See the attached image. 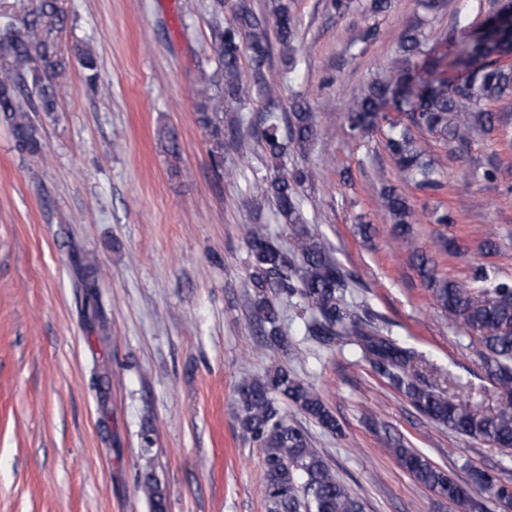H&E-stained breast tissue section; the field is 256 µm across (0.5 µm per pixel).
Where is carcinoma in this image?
Segmentation results:
<instances>
[{
	"label": "carcinoma",
	"mask_w": 512,
	"mask_h": 512,
	"mask_svg": "<svg viewBox=\"0 0 512 512\" xmlns=\"http://www.w3.org/2000/svg\"><path fill=\"white\" fill-rule=\"evenodd\" d=\"M60 0H36L25 22V31L0 40V114L9 124L19 151L37 154L42 148L38 126L30 113L51 115L56 111V86L67 61L57 51V32L64 23ZM508 7L490 18L483 32L462 43L456 65L462 75L453 81L433 78L421 81L409 70L388 71L374 80L366 93L347 104L346 121L352 135L386 129L385 146L393 164L427 190L437 191L442 181L423 160L424 149L412 134L417 129L435 140L466 147L475 133H497L512 137L509 122L496 105L512 96V65L503 59L512 55V26ZM299 19L287 7L280 8L268 23L246 6L240 7L224 26H216L213 50L221 79L217 91L204 90L200 105L201 124L212 129L211 154L224 156L222 131L216 126L224 111V98L243 104L251 90L242 81L240 60L249 55L262 66L279 45L288 50L297 35ZM424 37L415 27L406 29L399 45L408 57L423 53ZM88 79H96V58L88 49H76ZM287 75L260 78L258 92L267 99L277 96ZM401 113L394 119L387 107ZM315 136L314 112L307 101L296 97L288 112L269 111L261 131L263 148L277 175L262 187L278 212L295 227L297 253L289 255L261 225L248 229V279L254 288L253 315L271 340L281 342L284 333L275 298L285 294L301 298L309 313L307 335L326 346L352 345L365 360L384 371L389 384L405 393L429 420L468 437L484 439L512 449V410L483 412L464 405L425 381L418 372L416 351L383 334L379 315L363 305L344 302L351 278L331 256L322 231L303 215L297 188L305 180L302 170L286 169L288 144L304 148ZM382 206L395 224V240L409 233L413 213L404 196L386 187ZM426 287L436 305L448 318L475 335L485 348V371L494 387L512 398V285L487 283L482 267L466 281L450 279L438 270V261L415 254ZM286 400L313 418L324 429L340 432V425L318 392L294 372L277 367L263 378L245 377L237 387V423L241 436L264 451L267 512H364L361 501L336 478L328 459L312 447L307 433L281 413L278 402ZM383 451L393 456L425 487L466 512H482L484 504L474 494L499 500L509 486L499 484L483 471L474 469L472 485L466 487L447 472L433 466L414 448L387 439ZM142 490L153 512H164V495L153 475L145 476Z\"/></svg>",
	"instance_id": "carcinoma-1"
}]
</instances>
